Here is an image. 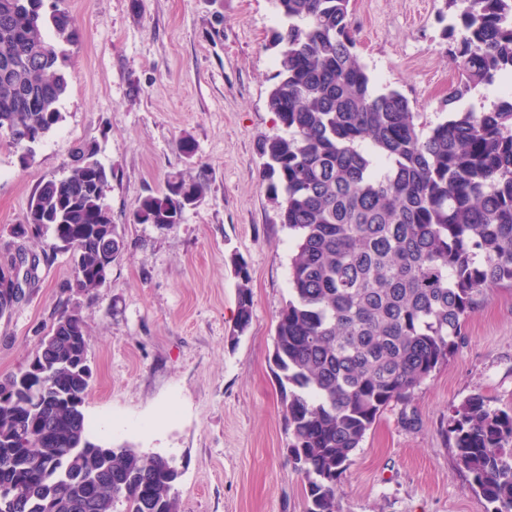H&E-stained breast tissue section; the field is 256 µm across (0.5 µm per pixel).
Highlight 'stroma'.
Masks as SVG:
<instances>
[{"instance_id": "stroma-1", "label": "stroma", "mask_w": 512, "mask_h": 512, "mask_svg": "<svg viewBox=\"0 0 512 512\" xmlns=\"http://www.w3.org/2000/svg\"><path fill=\"white\" fill-rule=\"evenodd\" d=\"M74 20L63 119L21 167L0 139V247L38 184L59 178L74 147L95 143L112 170L106 203L126 242L107 283L80 300L93 378V439L172 459L182 512H306V480L272 361L290 297L294 237L262 180L260 140L281 135L267 97L271 0H61ZM443 0H351L358 51L377 88L400 90L426 121L446 118L458 73L448 58ZM189 139L192 153L177 143ZM176 175L208 189L172 230L131 223L139 199ZM253 292L248 330L232 339L234 260ZM71 255L0 318V379L23 368L37 334L66 304ZM482 397L512 409V292L496 290L467 318L447 363L387 407L341 481L340 512H490L456 469L446 428L453 406Z\"/></svg>"}]
</instances>
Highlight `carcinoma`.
Here are the masks:
<instances>
[{"label": "carcinoma", "instance_id": "cac0c4a2", "mask_svg": "<svg viewBox=\"0 0 512 512\" xmlns=\"http://www.w3.org/2000/svg\"><path fill=\"white\" fill-rule=\"evenodd\" d=\"M272 2L281 25L267 105L285 134L258 152L279 221L297 236L273 361L307 512H339L342 476L383 410L447 362L493 290L512 288V92L482 111L461 106L477 87L512 78V0H445L443 36L460 81L448 88L447 118L427 132L402 92L373 89L350 0ZM73 34L70 15L45 12L44 0H0V136L31 133L23 167L62 120ZM96 156L91 143L75 147L66 174L41 181L11 228L23 241L51 233L39 254L17 247L30 280L64 250L66 288L84 296L106 284L125 250L106 204L112 173ZM204 191L201 180L174 176L138 201L131 223L170 230ZM235 274L241 335L253 295L247 268ZM88 350L76 302L39 335L24 368L35 389L13 399L5 393L15 375L0 379V482L19 484L22 502L0 501V512H181L172 460L92 441ZM46 426L51 441L16 444ZM446 433L491 512H512V410L471 397L453 408Z\"/></svg>", "mask_w": 512, "mask_h": 512}]
</instances>
